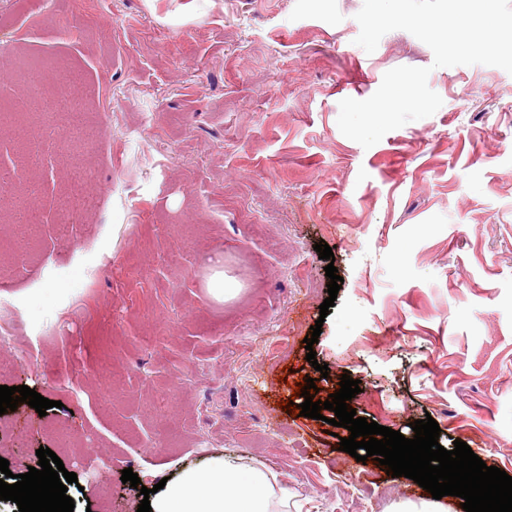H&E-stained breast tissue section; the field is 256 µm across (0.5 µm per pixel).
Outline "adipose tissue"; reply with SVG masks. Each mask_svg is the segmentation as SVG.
<instances>
[{
	"label": "adipose tissue",
	"instance_id": "1",
	"mask_svg": "<svg viewBox=\"0 0 512 512\" xmlns=\"http://www.w3.org/2000/svg\"><path fill=\"white\" fill-rule=\"evenodd\" d=\"M290 499L265 465L222 453L181 469L149 497L152 512H288Z\"/></svg>",
	"mask_w": 512,
	"mask_h": 512
}]
</instances>
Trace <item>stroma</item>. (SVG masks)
I'll list each match as a JSON object with an SVG mask.
<instances>
[{
  "mask_svg": "<svg viewBox=\"0 0 512 512\" xmlns=\"http://www.w3.org/2000/svg\"><path fill=\"white\" fill-rule=\"evenodd\" d=\"M363 0H0V100L76 75L78 121L0 126V383L54 400L0 415L12 473L51 449L74 512H136L123 469L225 451L301 512H392L411 479L280 404L359 380L357 416L466 442L512 476V75L433 68L412 34L356 45ZM430 68L442 105L363 148L339 103ZM82 204L69 232L64 207ZM328 244L343 282L328 315ZM221 271L239 287L214 299ZM322 332L306 359L303 340ZM109 497H102V488Z\"/></svg>",
  "mask_w": 512,
  "mask_h": 512,
  "instance_id": "35a3bbf8",
  "label": "stroma"
}]
</instances>
